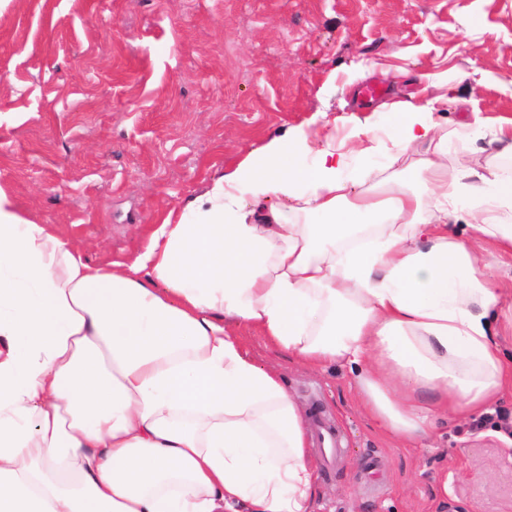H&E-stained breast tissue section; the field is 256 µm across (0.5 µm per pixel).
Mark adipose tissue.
I'll return each mask as SVG.
<instances>
[{
	"label": "adipose tissue",
	"mask_w": 512,
	"mask_h": 512,
	"mask_svg": "<svg viewBox=\"0 0 512 512\" xmlns=\"http://www.w3.org/2000/svg\"><path fill=\"white\" fill-rule=\"evenodd\" d=\"M447 100L391 106L417 188H359L334 138H274L129 262H89L0 188V512H310L305 420L233 323L308 369H356L404 441L512 388V319L469 246L512 255V119L483 169L452 164L449 137L476 130L440 127Z\"/></svg>",
	"instance_id": "obj_1"
}]
</instances>
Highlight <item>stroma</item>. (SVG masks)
Returning <instances> with one entry per match:
<instances>
[{"label": "stroma", "mask_w": 512, "mask_h": 512, "mask_svg": "<svg viewBox=\"0 0 512 512\" xmlns=\"http://www.w3.org/2000/svg\"><path fill=\"white\" fill-rule=\"evenodd\" d=\"M428 73L448 95L441 126L512 118V0H0V187L90 262H127L274 137L371 123L379 149L345 175L387 176L389 106L421 102ZM372 82L386 94L360 102ZM233 331L307 416L340 428L335 459L309 448L312 512H512L511 390L402 443L350 367L312 371Z\"/></svg>", "instance_id": "1"}]
</instances>
